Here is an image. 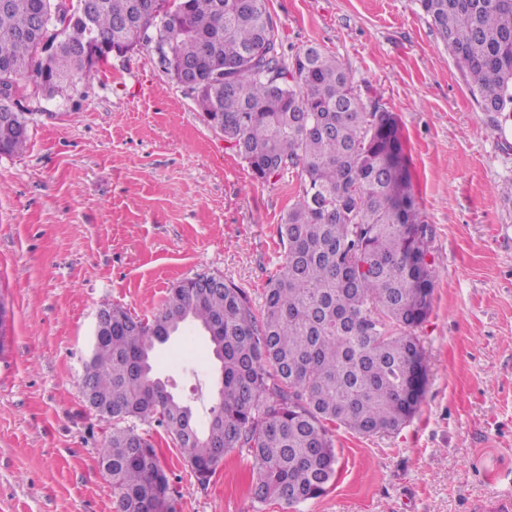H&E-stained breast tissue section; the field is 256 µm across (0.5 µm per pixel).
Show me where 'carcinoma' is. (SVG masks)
<instances>
[{
    "instance_id": "1",
    "label": "carcinoma",
    "mask_w": 512,
    "mask_h": 512,
    "mask_svg": "<svg viewBox=\"0 0 512 512\" xmlns=\"http://www.w3.org/2000/svg\"><path fill=\"white\" fill-rule=\"evenodd\" d=\"M0 8V154L24 151L29 122L15 94L78 93L134 35L164 48L163 69L192 66L208 124L268 181L289 168L303 189L279 236L285 262L255 310L223 278L183 280L163 311L138 318L119 306L112 333L94 338L81 382L94 413L112 409L98 448L116 512H174L169 479L135 422L155 421L207 483L224 457L246 450L257 467L252 499L299 506L335 483L333 430L396 431L424 391L412 329L431 310L437 273L432 230L416 205L393 113L366 110L349 72L318 45L281 52L268 0H174L164 17L139 0H91L63 22L65 0H7ZM483 112L512 119V0H418ZM188 321L209 335L222 385L205 427L155 376L158 336Z\"/></svg>"
}]
</instances>
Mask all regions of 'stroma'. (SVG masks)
Listing matches in <instances>:
<instances>
[{"label":"stroma","mask_w":512,"mask_h":512,"mask_svg":"<svg viewBox=\"0 0 512 512\" xmlns=\"http://www.w3.org/2000/svg\"><path fill=\"white\" fill-rule=\"evenodd\" d=\"M285 55L315 44L365 106L393 112L437 272L415 328L426 384L399 431L333 433L339 474L300 512H498L512 499V122L481 112L416 0H269ZM79 103L26 97L29 147L0 155V512H115L97 463L111 421L80 389L103 304L150 318L173 284L219 276L262 307L303 182H262L172 82L154 46L109 58ZM156 370L206 417L209 342L186 326ZM177 512H282L253 501L252 457L200 484L156 423H138Z\"/></svg>","instance_id":"1"}]
</instances>
